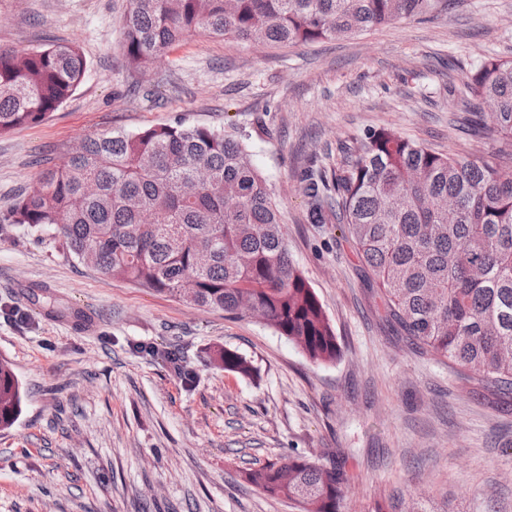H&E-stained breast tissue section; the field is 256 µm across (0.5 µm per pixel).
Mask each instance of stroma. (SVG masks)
Wrapping results in <instances>:
<instances>
[{"mask_svg":"<svg viewBox=\"0 0 512 512\" xmlns=\"http://www.w3.org/2000/svg\"><path fill=\"white\" fill-rule=\"evenodd\" d=\"M127 3L0 0L1 47L72 43L88 63L46 121L0 136V218L41 169L103 129L181 121L235 133L342 356L314 364L263 321L104 279L51 233L0 221V358L24 391L21 416L0 431V512H297L243 478L295 455L355 476L345 512H370L395 488L429 490L458 512H512V395L470 394L378 319L339 225L311 222L300 182L335 167L338 142L380 127L443 153H494L497 142L448 119L484 55L512 57V0H451L290 47L193 35L144 73L119 50ZM227 348L252 361L251 376L224 370Z\"/></svg>","mask_w":512,"mask_h":512,"instance_id":"stroma-1","label":"stroma"}]
</instances>
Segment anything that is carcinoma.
<instances>
[{
  "mask_svg": "<svg viewBox=\"0 0 512 512\" xmlns=\"http://www.w3.org/2000/svg\"><path fill=\"white\" fill-rule=\"evenodd\" d=\"M448 8V0H129L120 51L138 71L191 34L267 45L348 37ZM87 62L69 43L0 47V136L44 122L78 89ZM472 134L512 148V58L466 76ZM316 224L354 248L382 321L490 396L512 394V170L438 152L389 128L341 148L336 171L302 175ZM3 221L49 229L99 275L233 318H261L312 362L341 356L335 328L288 251L281 212L237 136L206 126L112 128L43 170ZM227 371L251 362L230 349ZM23 391L0 359V431ZM246 480L298 512H342L355 478L302 456ZM372 512H451L394 492Z\"/></svg>",
  "mask_w": 512,
  "mask_h": 512,
  "instance_id": "cac0c4a2",
  "label": "carcinoma"
}]
</instances>
